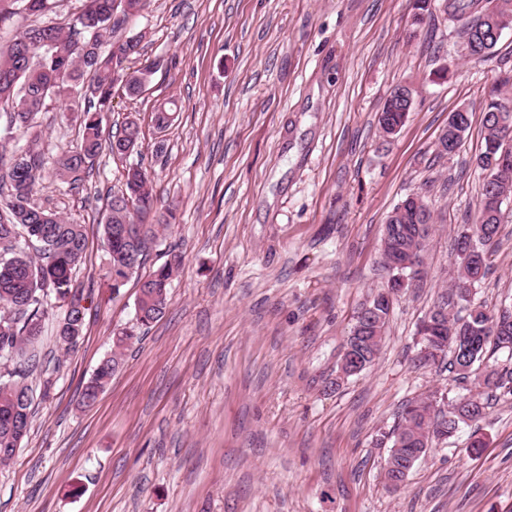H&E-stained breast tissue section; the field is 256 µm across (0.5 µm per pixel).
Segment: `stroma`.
Returning a JSON list of instances; mask_svg holds the SVG:
<instances>
[{"label": "stroma", "mask_w": 512, "mask_h": 512, "mask_svg": "<svg viewBox=\"0 0 512 512\" xmlns=\"http://www.w3.org/2000/svg\"><path fill=\"white\" fill-rule=\"evenodd\" d=\"M146 0L106 35L142 33L140 95L116 91L104 133L138 119L129 162L151 176L155 211L172 206L144 268L112 297L100 221L125 189L127 162L102 153L72 186L52 173L80 126L50 102L39 140L10 149L43 159L35 204L84 228L76 281L91 292L83 338L56 339L53 302L33 375V417L18 458L0 467V512H512V400L437 445L399 490L387 487L381 435L408 401L459 383L419 359L417 325L449 287L455 237L475 210L485 95L512 71V30L482 62L458 53L462 20L432 0ZM415 105L392 138L377 114L391 90ZM172 115L157 129L159 103ZM472 123L437 157L453 110ZM411 194L433 214L420 276L391 310L374 365L330 387L363 304L384 288L383 225ZM487 310L512 303V200L503 206ZM181 255L161 319L141 330L90 409L83 385L135 321L140 280ZM481 440L480 452L471 444Z\"/></svg>", "instance_id": "1"}]
</instances>
